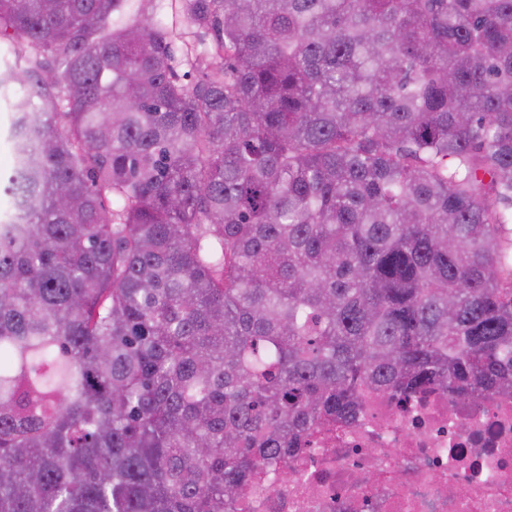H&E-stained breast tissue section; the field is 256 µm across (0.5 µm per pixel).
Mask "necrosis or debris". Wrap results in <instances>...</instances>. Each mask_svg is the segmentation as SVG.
<instances>
[{"label": "necrosis or debris", "instance_id": "4bbe7bcc", "mask_svg": "<svg viewBox=\"0 0 512 512\" xmlns=\"http://www.w3.org/2000/svg\"><path fill=\"white\" fill-rule=\"evenodd\" d=\"M310 440L287 475L257 478L246 512H512V396L371 392L354 422Z\"/></svg>", "mask_w": 512, "mask_h": 512}]
</instances>
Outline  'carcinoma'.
Segmentation results:
<instances>
[{
	"mask_svg": "<svg viewBox=\"0 0 512 512\" xmlns=\"http://www.w3.org/2000/svg\"><path fill=\"white\" fill-rule=\"evenodd\" d=\"M153 2L0 0V512H236L364 388L512 395V0Z\"/></svg>",
	"mask_w": 512,
	"mask_h": 512,
	"instance_id": "obj_1",
	"label": "carcinoma"
}]
</instances>
